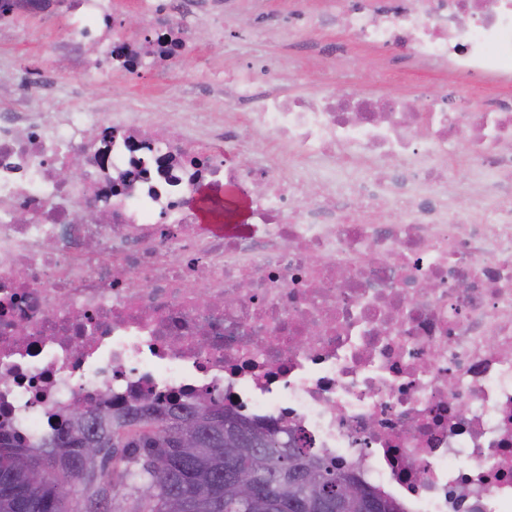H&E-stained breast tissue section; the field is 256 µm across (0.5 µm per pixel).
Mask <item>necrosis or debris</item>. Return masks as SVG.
I'll return each mask as SVG.
<instances>
[{
  "label": "necrosis or debris",
  "instance_id": "1",
  "mask_svg": "<svg viewBox=\"0 0 512 512\" xmlns=\"http://www.w3.org/2000/svg\"><path fill=\"white\" fill-rule=\"evenodd\" d=\"M66 7L69 32L44 48L56 70L161 77L205 4L141 0V37L116 36L117 0ZM289 22L478 82L484 109L451 111L444 91L299 93L259 68L225 74L237 111L193 137L149 115H49L22 92L59 97L54 72L13 75L0 427L39 446L76 405L211 393L405 512H512V0H345ZM251 136L268 151L237 166L208 148ZM75 155L88 175L68 181ZM228 190L246 231H203L202 195Z\"/></svg>",
  "mask_w": 512,
  "mask_h": 512
}]
</instances>
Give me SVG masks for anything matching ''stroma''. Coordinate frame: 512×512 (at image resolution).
<instances>
[{
    "label": "stroma",
    "instance_id": "35a3bbf8",
    "mask_svg": "<svg viewBox=\"0 0 512 512\" xmlns=\"http://www.w3.org/2000/svg\"><path fill=\"white\" fill-rule=\"evenodd\" d=\"M223 8L189 32V45L181 60L168 71L164 84H155L150 68L137 73H114L72 79L57 72L58 82L74 84L76 94L65 105L81 112L107 106L109 112L152 113L156 119H169L172 113L183 114L188 129L223 121L229 107L224 101V75L246 68L254 62L265 64L279 83L308 91L314 85L333 88L348 94L360 89L382 91L378 72L380 61L356 52L343 61L322 56L300 58L297 42L316 39L321 42H348L342 30L316 33L296 29L288 24L291 12L320 8V0H222ZM67 20L65 8L53 17L21 15L11 23L10 37L0 39V108L9 107L13 95L9 90L14 73L47 70L52 66L42 49L63 34ZM403 86L410 92L437 93L453 88L459 103L474 109L477 90L455 84L451 75L434 69L404 68Z\"/></svg>",
    "mask_w": 512,
    "mask_h": 512
}]
</instances>
